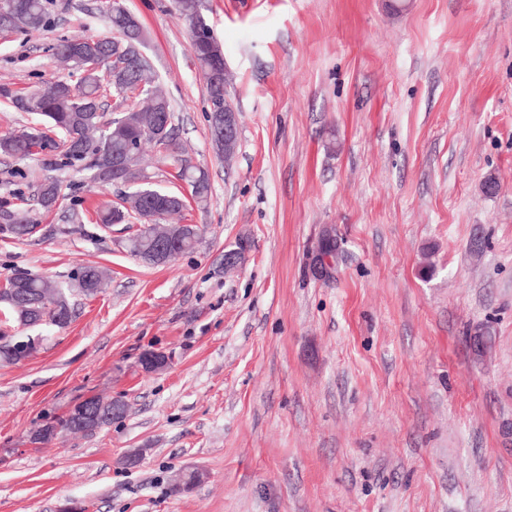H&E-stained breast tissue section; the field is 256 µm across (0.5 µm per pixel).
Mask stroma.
<instances>
[{
	"label": "stroma",
	"mask_w": 512,
	"mask_h": 512,
	"mask_svg": "<svg viewBox=\"0 0 512 512\" xmlns=\"http://www.w3.org/2000/svg\"><path fill=\"white\" fill-rule=\"evenodd\" d=\"M105 2L49 0L44 30L0 32V84L61 77L54 45L107 35ZM120 4L206 207L151 148L148 172L204 233L143 265L96 222L116 187L56 149L0 158V218L63 184L38 234L0 236V281L109 272L66 327L10 329L41 345L0 363V512H512V0H204L240 112L228 163L173 0ZM97 395L127 415L37 440ZM189 470L201 483L172 492Z\"/></svg>",
	"instance_id": "obj_1"
}]
</instances>
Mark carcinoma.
Listing matches in <instances>:
<instances>
[{
    "mask_svg": "<svg viewBox=\"0 0 512 512\" xmlns=\"http://www.w3.org/2000/svg\"><path fill=\"white\" fill-rule=\"evenodd\" d=\"M202 0H175V8L188 22L190 28L205 24L201 14ZM110 34L106 36L76 35L59 41L53 47L54 57L75 70L80 65L83 48L93 44L94 53L103 67L121 68L110 84L103 83L95 72L85 76L76 87L67 79L56 80L44 88L26 95H18L7 86H0V97L9 100L20 112L35 114L41 118L42 126H26L11 133L0 135V155L23 160L51 146L46 131L60 135L57 147L62 149L65 163L79 166L88 178L97 183L110 184L115 175L116 160L124 158L120 177L132 184L133 190L125 193L115 206L106 205L97 212V223L103 227L128 223L134 219L141 223L137 232L126 240V248L149 265V259L160 238L171 244L173 261L177 256L193 250L198 244L203 228L193 226L186 234L178 224H170L167 218L182 211L183 198L161 188H154L152 197L143 195L138 181L145 177L140 151H129V146L138 148L144 143L152 144L163 160L176 170L177 177L191 187V195L197 204H204L209 196L210 184L207 174L193 166L185 156L175 133L174 110L149 61L137 52L130 57L112 59L116 41L129 46L130 42L143 44V31L132 22L130 15L122 10H106ZM49 24L44 0H0V30H39ZM223 57L218 43L201 49L197 56L206 83L210 108V129L213 148L224 158L234 155V147L224 148V140L217 138L219 115L224 113V92L229 78L224 67H215V60ZM116 97L122 111L107 115L105 101ZM61 182L48 178L37 185L31 198V207L14 214L11 222L0 224V231L14 239L33 236L37 220L34 209L49 210L59 200ZM161 211L158 224H145L141 216L147 206ZM108 278L107 270L96 265L80 267L68 282H58L38 275L26 274L23 291L12 292L15 281L6 280L0 289V304L4 305V326L14 321L23 324L53 325L61 328L69 323L71 313L56 321L53 308L55 299L68 298L74 294L91 296L100 291ZM14 337L0 330V360L17 364L19 359L12 352Z\"/></svg>",
    "mask_w": 512,
    "mask_h": 512,
    "instance_id": "cac0c4a2",
    "label": "carcinoma"
}]
</instances>
